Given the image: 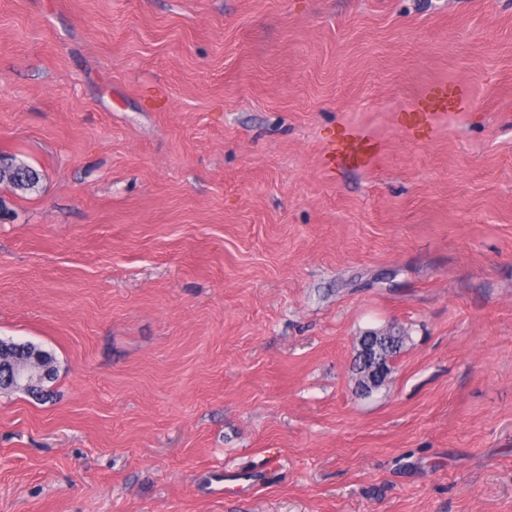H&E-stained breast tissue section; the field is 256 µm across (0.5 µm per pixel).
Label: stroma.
<instances>
[{
    "mask_svg": "<svg viewBox=\"0 0 512 512\" xmlns=\"http://www.w3.org/2000/svg\"><path fill=\"white\" fill-rule=\"evenodd\" d=\"M0 154V512H512V0H0ZM468 101L469 90L465 85L437 84L430 86L421 94L418 108L422 112H448ZM370 144L361 135L352 133L336 149L335 158L344 162L358 161L369 154ZM16 170H25L28 172L34 173V179H30L28 181H22L18 179ZM8 181L11 183L15 188L20 190H34L39 182H40V173L34 168L26 164H14L12 162H9L8 166L3 167V173H1V166H0V182L1 181ZM361 337H369L371 339L369 347L373 351V356L364 358L360 354V349L358 350L353 370L359 376L358 384L360 387L370 378L375 377L377 369L381 370L382 365L389 371L385 361L400 353L406 340L405 333L395 327L383 330H369ZM0 363L1 365L2 363L16 365L36 363L37 366V371L26 385L19 382L12 385L0 382V387L5 391L24 389L29 395L41 396L44 394V383L53 379L56 374L53 355L30 342L17 343L0 340ZM45 371L46 374H43Z\"/></svg>",
    "mask_w": 512,
    "mask_h": 512,
    "instance_id": "obj_1",
    "label": "stroma"
}]
</instances>
